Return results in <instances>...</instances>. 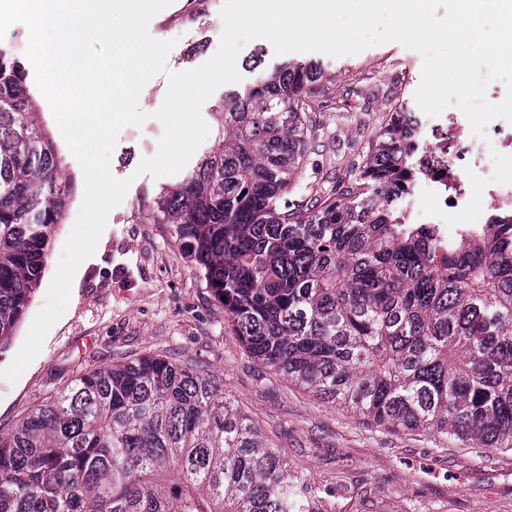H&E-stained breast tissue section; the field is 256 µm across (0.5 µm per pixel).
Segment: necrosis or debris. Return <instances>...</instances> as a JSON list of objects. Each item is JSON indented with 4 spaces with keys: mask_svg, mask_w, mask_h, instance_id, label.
<instances>
[{
    "mask_svg": "<svg viewBox=\"0 0 512 512\" xmlns=\"http://www.w3.org/2000/svg\"><path fill=\"white\" fill-rule=\"evenodd\" d=\"M458 113L451 106L439 116L412 119L417 135L427 141L421 162L428 200L420 218L424 224L469 223L480 192L512 208V130L486 128L491 142L485 147L459 123Z\"/></svg>",
    "mask_w": 512,
    "mask_h": 512,
    "instance_id": "4bbe7bcc",
    "label": "necrosis or debris"
}]
</instances>
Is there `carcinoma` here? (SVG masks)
Wrapping results in <instances>:
<instances>
[{"mask_svg":"<svg viewBox=\"0 0 512 512\" xmlns=\"http://www.w3.org/2000/svg\"><path fill=\"white\" fill-rule=\"evenodd\" d=\"M22 66L0 51V341L72 193ZM336 88L284 63L230 90L218 140L146 207L262 365L376 425L512 451V214L453 241L408 218L404 112L341 179L307 176ZM0 512H319L213 375L149 355L79 375L0 435Z\"/></svg>","mask_w":512,"mask_h":512,"instance_id":"obj_1","label":"carcinoma"}]
</instances>
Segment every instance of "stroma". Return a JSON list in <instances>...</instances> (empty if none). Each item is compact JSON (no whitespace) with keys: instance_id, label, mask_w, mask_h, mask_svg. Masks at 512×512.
Masks as SVG:
<instances>
[{"instance_id":"35a3bbf8","label":"stroma","mask_w":512,"mask_h":512,"mask_svg":"<svg viewBox=\"0 0 512 512\" xmlns=\"http://www.w3.org/2000/svg\"><path fill=\"white\" fill-rule=\"evenodd\" d=\"M224 0H207L193 12L190 0H173L149 24L152 37L175 40L167 66L195 68L217 51ZM284 58L263 39L238 56L245 91L258 71ZM315 59L329 76H366V85L337 88L323 117L324 132L313 159L340 176L342 159L362 154L379 130L385 99L418 112L415 92L423 58L390 42L356 55ZM160 121L124 128L112 154L115 178L130 179L122 202L108 215L95 257L85 269L74 313L44 347L26 379L0 377V433L10 432L32 409L80 373L144 355L193 361L224 383V393L254 420L292 469L318 495L320 512H512V451L465 448L438 436L390 431L353 411L316 398L259 364L224 324V307L178 245L170 224H147L138 207L177 175H136L153 156ZM63 173L74 191L55 228L46 264L56 266L82 205L84 178L65 141H58Z\"/></svg>"}]
</instances>
